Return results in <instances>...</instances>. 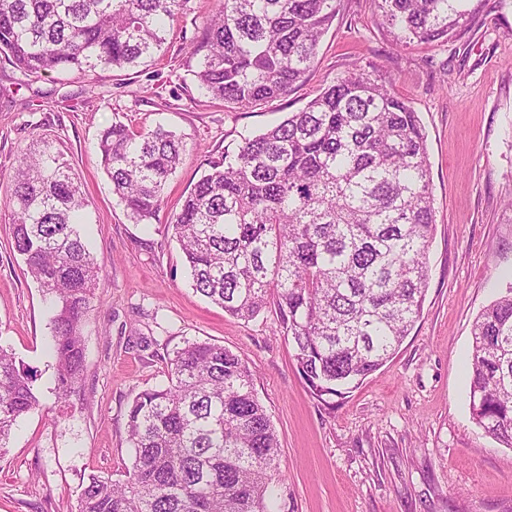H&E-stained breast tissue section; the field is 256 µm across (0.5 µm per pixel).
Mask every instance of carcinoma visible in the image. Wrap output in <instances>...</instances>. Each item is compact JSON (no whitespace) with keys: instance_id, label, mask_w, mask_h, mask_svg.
<instances>
[{"instance_id":"obj_1","label":"carcinoma","mask_w":512,"mask_h":512,"mask_svg":"<svg viewBox=\"0 0 512 512\" xmlns=\"http://www.w3.org/2000/svg\"><path fill=\"white\" fill-rule=\"evenodd\" d=\"M337 0H217L187 72L215 101L276 99L310 71ZM184 0H0V54L39 76L153 63ZM397 39L447 40L473 0H378ZM186 143L118 121L98 142L112 194L156 219ZM11 247L49 296L57 399L84 376L82 330L102 266L81 236L88 203L65 153L36 136L10 180ZM194 290L232 317L276 309L312 393L340 395L393 359L420 317L433 199L418 115L363 70L210 162L164 224ZM472 419L512 448V289L486 306L468 358ZM34 369L0 345V449L43 407ZM125 480L91 474L78 512H285L279 438L241 355L186 340L166 382L127 410Z\"/></svg>"}]
</instances>
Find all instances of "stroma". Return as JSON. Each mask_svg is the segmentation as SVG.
Returning <instances> with one entry per match:
<instances>
[{"mask_svg": "<svg viewBox=\"0 0 512 512\" xmlns=\"http://www.w3.org/2000/svg\"><path fill=\"white\" fill-rule=\"evenodd\" d=\"M211 8L187 0L161 60L131 71L33 77L0 55V345L37 370L44 403L0 452V512H77L89 474L123 478L127 408L164 382L168 353L187 339L248 362L279 434L288 512H512V448L473 421L465 370L476 317L512 288V0H478L466 30L431 44L397 41L377 0H338L306 78L246 109L211 100L188 75L186 51ZM359 68L419 116L435 231L410 335L362 383L320 399L275 312L239 320L196 293L162 224L212 159ZM115 121L184 137L159 224L133 223L112 194L97 145ZM39 133L57 139L80 178L83 233L103 267L83 331L86 372L65 404L53 394L49 301L12 251L5 207L17 157Z\"/></svg>", "mask_w": 512, "mask_h": 512, "instance_id": "1", "label": "stroma"}]
</instances>
